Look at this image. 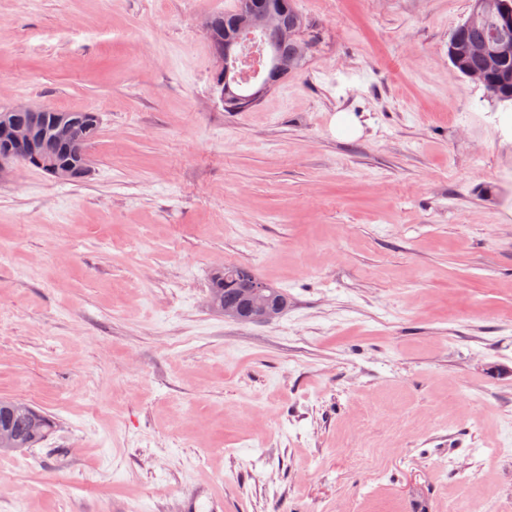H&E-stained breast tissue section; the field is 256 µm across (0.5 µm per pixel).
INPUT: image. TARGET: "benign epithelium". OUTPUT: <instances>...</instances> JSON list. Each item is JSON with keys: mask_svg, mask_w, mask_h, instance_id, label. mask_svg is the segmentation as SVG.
<instances>
[{"mask_svg": "<svg viewBox=\"0 0 512 512\" xmlns=\"http://www.w3.org/2000/svg\"><path fill=\"white\" fill-rule=\"evenodd\" d=\"M475 10L490 11L504 20L512 18V0H475ZM268 25V15L262 9L260 0H246L237 15V30L258 31ZM469 55L483 60V65L464 72L465 77L484 86L487 83V70L493 65L494 57L482 42H472L466 46ZM214 55L217 61L215 92L223 102L235 103L241 97H228L229 83L237 81L243 62L231 40L216 42ZM265 65L267 79L249 99L257 100L288 75V69L280 61L276 52L267 53ZM74 120L68 112L58 113L52 124L43 126L33 123H19L9 118V113L0 115V181L7 178L13 165L23 163L41 169L61 182H77L90 175L91 168L84 161L78 167L67 163H57L48 159L47 154L57 146L71 141ZM230 284L237 289L233 298L224 305V315L237 319L255 316L261 322H270L280 316V306L264 295L267 285L260 281L250 267L239 266L232 273Z\"/></svg>", "mask_w": 512, "mask_h": 512, "instance_id": "7a95c632", "label": "benign epithelium"}]
</instances>
